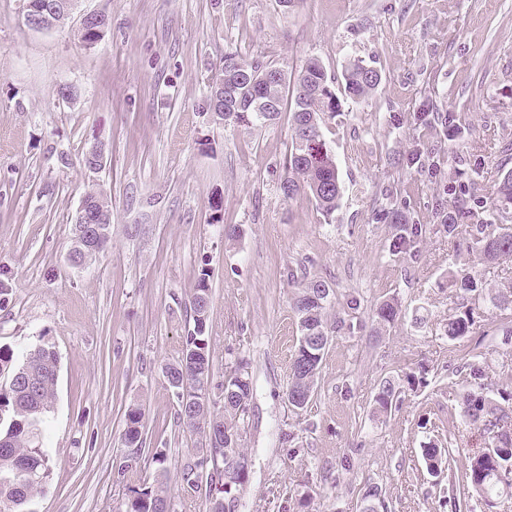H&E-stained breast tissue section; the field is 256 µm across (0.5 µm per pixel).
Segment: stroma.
<instances>
[{
    "instance_id": "obj_1",
    "label": "stroma",
    "mask_w": 512,
    "mask_h": 512,
    "mask_svg": "<svg viewBox=\"0 0 512 512\" xmlns=\"http://www.w3.org/2000/svg\"><path fill=\"white\" fill-rule=\"evenodd\" d=\"M25 10V0H0V267L13 288L0 346L21 353L44 337L59 359L44 431L52 479L29 512H115L146 483L163 485L172 512H207L177 473L208 442L178 423L163 377L192 326L204 260L210 403L222 407L232 370L254 386L241 423L249 473L232 512H361L373 485L388 512H512L506 496L452 509L448 480L431 477L420 452L430 440L450 446L461 465L479 446L461 416L467 364H479L490 391L512 380L497 309L476 304L472 333L444 334L460 304L449 271L505 288L512 258L481 264L468 235L442 228L454 187L475 185L490 204L512 170V0H300L290 10L279 0H77L46 31L29 28ZM93 10L109 25L90 49L78 28ZM228 51L292 79L315 58L332 77L341 110L323 136L342 185L332 221L308 196L279 189L287 116L254 128L216 122L207 99ZM353 59L381 75L364 100L339 81ZM63 86L76 97L62 98ZM96 142L108 151L93 174L78 158ZM415 147L428 162L409 164ZM93 188L108 196L112 239L74 268L72 226ZM393 209L421 228L416 257L388 251ZM316 279L333 291L330 336L313 395L296 410L286 398L298 336L291 303ZM392 299L403 315L380 326L375 310ZM415 312L424 327L413 326ZM419 372L424 385L372 419L380 383ZM132 404L145 412L144 443L126 468Z\"/></svg>"
}]
</instances>
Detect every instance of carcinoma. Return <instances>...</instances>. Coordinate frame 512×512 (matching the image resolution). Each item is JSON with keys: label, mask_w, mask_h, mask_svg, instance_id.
Returning a JSON list of instances; mask_svg holds the SVG:
<instances>
[{"label": "carcinoma", "mask_w": 512, "mask_h": 512, "mask_svg": "<svg viewBox=\"0 0 512 512\" xmlns=\"http://www.w3.org/2000/svg\"><path fill=\"white\" fill-rule=\"evenodd\" d=\"M224 60L232 61L230 69L218 68L212 87L224 84L225 91L233 96L223 100L224 125L233 127L263 126L272 122L283 111L290 114L291 143L285 160V174L280 182L284 197L292 199L305 194L314 200L325 218H330L339 206L342 188L336 161L323 139L322 126L325 116L340 111L334 92L324 93L321 85H329L328 75L316 58L309 60L299 73L294 94H288L285 72L260 61L248 62L236 52L224 53ZM381 76L361 60L348 62L342 71L344 91L353 99L369 96L380 84ZM498 220L483 219L473 223L479 211L471 205L472 193L459 189L458 205L448 212L443 224L448 236L455 237L468 229L473 248L483 263L492 265L502 258L512 257V171L501 179L497 189ZM399 232L389 244L395 255L412 256L419 244L421 229L416 224L398 223ZM209 268L203 267L197 276V286L191 301L193 326L188 329L178 360L164 370L169 388L177 398V418L190 429H201L208 438L209 455L188 462L180 469V482L191 490L199 484L200 470L208 469L205 497L209 512H224V501L232 498L233 490L244 483L247 473L227 467V456L247 461L243 448H229L212 438V430L240 435L239 419L245 415L253 397V385L247 375L231 371L224 376V411L213 413L209 399L201 386V379H209L212 360L206 336L208 312L200 311L203 301L210 300ZM448 287L459 291L472 301L483 300L506 313L505 320L512 323V287L506 291L492 292L483 277L470 273L448 274ZM328 285L313 280L299 289L293 301L297 318L296 349L293 361L307 358L303 345L305 336H326L328 325L325 314L331 302ZM398 303L385 301L376 309L380 324H391L400 316ZM473 326L471 309L465 307L448 318L445 335L455 341L468 335ZM470 381L462 397L465 421L479 433L487 416L498 414L509 423L512 430V389H501L499 398L490 396L483 382V371L469 365ZM0 370L12 375L34 372L38 385L33 394L22 397L9 384L0 383V512H24L23 506L34 493L44 490L51 480L48 449L41 437V425L51 411L55 398L58 356L53 346L45 341L18 356L10 347H0ZM403 392L402 386L392 380L383 381L374 396L372 416L381 418L392 412ZM144 411L137 405L129 406L124 414L122 439L130 448L143 445L142 426ZM421 456L429 474L445 470L453 460V449L438 448L432 443L421 448ZM512 475V435L492 437L491 445L482 447L466 458L457 473L456 491L464 497L478 495L486 504L512 489V482L505 483L504 476ZM170 501L163 488L144 485L132 490L127 501L117 512H168Z\"/></svg>", "instance_id": "obj_1"}]
</instances>
